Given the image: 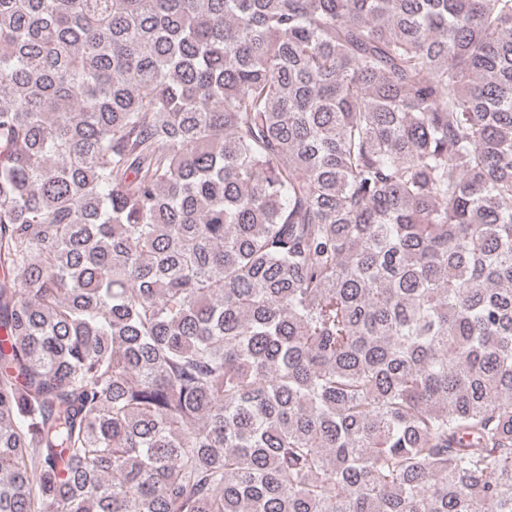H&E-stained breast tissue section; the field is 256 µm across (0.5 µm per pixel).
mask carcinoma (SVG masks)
Listing matches in <instances>:
<instances>
[{
    "label": "carcinoma",
    "instance_id": "carcinoma-1",
    "mask_svg": "<svg viewBox=\"0 0 512 512\" xmlns=\"http://www.w3.org/2000/svg\"><path fill=\"white\" fill-rule=\"evenodd\" d=\"M0 512H512V0H0Z\"/></svg>",
    "mask_w": 512,
    "mask_h": 512
}]
</instances>
